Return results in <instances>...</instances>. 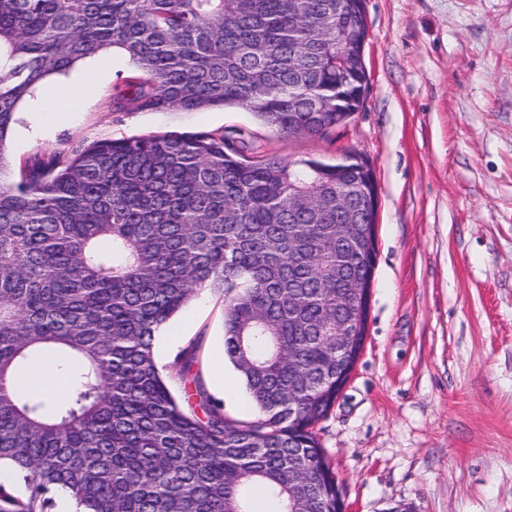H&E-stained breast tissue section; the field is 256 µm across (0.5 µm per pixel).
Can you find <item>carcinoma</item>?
<instances>
[{
	"instance_id": "1",
	"label": "carcinoma",
	"mask_w": 512,
	"mask_h": 512,
	"mask_svg": "<svg viewBox=\"0 0 512 512\" xmlns=\"http://www.w3.org/2000/svg\"><path fill=\"white\" fill-rule=\"evenodd\" d=\"M349 0H0V512H336L313 432L336 403V298L372 265L336 238L354 161L287 160L242 129L6 154L37 85L108 48L128 55L114 112L240 106L282 136L324 138L348 119L321 99L360 89L348 67L363 18ZM306 191L319 206L291 210ZM208 290L225 301L224 358L256 411L227 416L198 363L202 338L158 370V330ZM60 352L76 388L48 409L14 389ZM193 386L201 414L169 380Z\"/></svg>"
}]
</instances>
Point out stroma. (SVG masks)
I'll return each instance as SVG.
<instances>
[{"label": "stroma", "instance_id": "obj_1", "mask_svg": "<svg viewBox=\"0 0 512 512\" xmlns=\"http://www.w3.org/2000/svg\"><path fill=\"white\" fill-rule=\"evenodd\" d=\"M369 81L328 138H288L230 106L115 112L121 53L63 82L97 84L78 111L21 107L15 160L100 138L250 130L294 160L368 158L379 190L368 331L335 406L315 426L345 512H512V0H364ZM173 356L224 345V304L201 292L172 318Z\"/></svg>", "mask_w": 512, "mask_h": 512}]
</instances>
